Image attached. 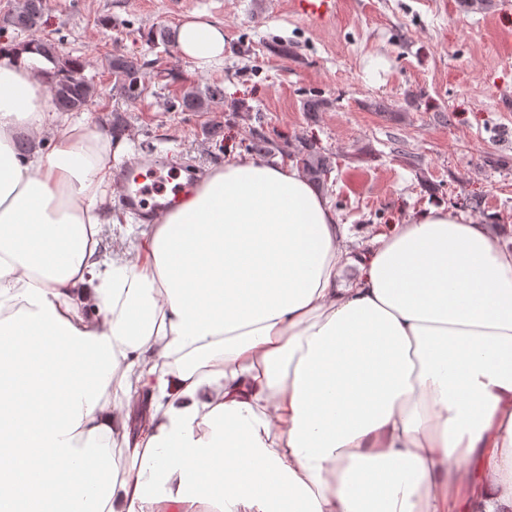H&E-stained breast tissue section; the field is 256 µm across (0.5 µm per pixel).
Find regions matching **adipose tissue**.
I'll return each instance as SVG.
<instances>
[{"instance_id":"1","label":"adipose tissue","mask_w":512,"mask_h":512,"mask_svg":"<svg viewBox=\"0 0 512 512\" xmlns=\"http://www.w3.org/2000/svg\"><path fill=\"white\" fill-rule=\"evenodd\" d=\"M178 47L220 68L224 29ZM50 68L0 52V506L512 512L511 246L438 206L353 247L295 166L238 155L104 253L121 145Z\"/></svg>"}]
</instances>
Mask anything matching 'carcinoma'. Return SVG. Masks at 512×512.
<instances>
[{
    "label": "carcinoma",
    "instance_id": "1",
    "mask_svg": "<svg viewBox=\"0 0 512 512\" xmlns=\"http://www.w3.org/2000/svg\"><path fill=\"white\" fill-rule=\"evenodd\" d=\"M45 0H22L20 7L0 19L4 25L14 29L16 34H27L24 40H11L8 46L20 48L32 42V37L43 25ZM147 41L161 45L164 52L174 55L177 50V37L174 30L166 27L152 28L147 33ZM37 52L54 66L55 80L49 88L51 103L59 112H85L91 108L99 95L94 77L86 74L87 63L81 56L63 52L56 43L41 39L37 42ZM122 53H112L105 58V66L112 75L115 89L123 102L132 106L140 101L147 89V66ZM224 101V88L219 84L204 87H187L171 109L178 112H208L213 105ZM247 151L266 157L272 154V142L265 132L254 129L248 138ZM297 165L303 175L315 186L322 187L332 168L331 157L316 143L302 141L295 154Z\"/></svg>",
    "mask_w": 512,
    "mask_h": 512
}]
</instances>
